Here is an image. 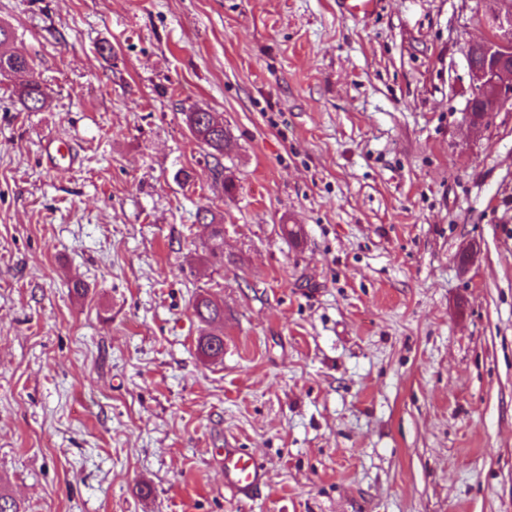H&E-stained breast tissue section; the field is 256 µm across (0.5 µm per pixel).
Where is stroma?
Returning a JSON list of instances; mask_svg holds the SVG:
<instances>
[{"instance_id": "1", "label": "stroma", "mask_w": 512, "mask_h": 512, "mask_svg": "<svg viewBox=\"0 0 512 512\" xmlns=\"http://www.w3.org/2000/svg\"><path fill=\"white\" fill-rule=\"evenodd\" d=\"M492 5L0 0L34 68L0 76V492L512 512V105L466 122ZM32 76L47 102L23 112ZM192 107L223 121L220 160ZM49 135L77 161L49 165ZM201 293L224 303L219 359ZM220 448L264 468L257 498L225 489ZM340 11L355 19H366L378 11L380 0H336ZM206 112L201 108L191 109L190 112H184L185 122L194 138L202 145L206 146L210 152L208 153L216 161L219 160V156L224 155V147L227 144V136L224 131V125L212 124V122L206 118ZM205 212L202 217L206 226L210 228L209 239L211 241V247L209 248L212 257H219L224 259V224L223 219L217 220L216 215L209 208H202L197 212V218L200 221L201 213Z\"/></svg>"}]
</instances>
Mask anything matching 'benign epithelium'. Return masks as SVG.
I'll use <instances>...</instances> for the list:
<instances>
[{"label": "benign epithelium", "instance_id": "1", "mask_svg": "<svg viewBox=\"0 0 512 512\" xmlns=\"http://www.w3.org/2000/svg\"><path fill=\"white\" fill-rule=\"evenodd\" d=\"M487 36L470 45L467 57L472 100L480 117L467 115L472 133H479L491 114L512 103V0H497Z\"/></svg>", "mask_w": 512, "mask_h": 512}]
</instances>
